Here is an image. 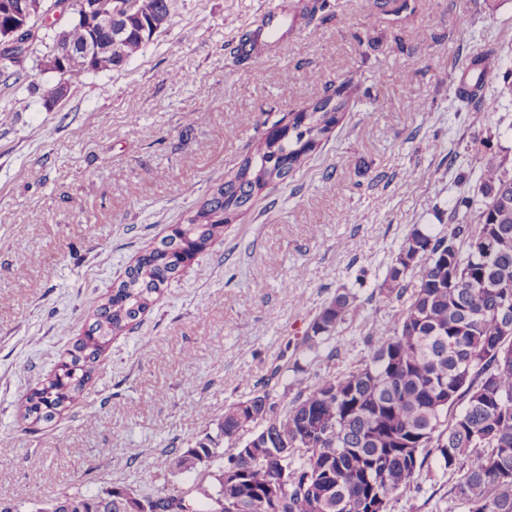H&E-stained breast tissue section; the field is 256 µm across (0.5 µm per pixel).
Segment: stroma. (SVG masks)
<instances>
[{"label":"stroma","instance_id":"obj_1","mask_svg":"<svg viewBox=\"0 0 512 512\" xmlns=\"http://www.w3.org/2000/svg\"><path fill=\"white\" fill-rule=\"evenodd\" d=\"M266 0H173L166 28L121 67L85 76L55 107L39 86L38 39L25 81L0 83V500L19 512L113 485L190 491L170 465L207 417L290 361L340 286L358 297L336 333L344 370L369 327L405 301L372 292L416 224L448 230L484 154L512 161V0H326L316 26L236 62L231 39ZM317 37H309V30ZM493 51L497 69L474 61ZM355 91L329 140L286 182L254 196L160 301L116 337L81 402L48 423L20 404L56 370L126 269L223 182L254 142L333 86ZM479 84L478 98L457 97ZM495 100L481 111V100ZM313 357L286 369L303 388ZM458 473L431 463L387 512H468Z\"/></svg>","mask_w":512,"mask_h":512}]
</instances>
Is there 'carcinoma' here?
<instances>
[{
	"mask_svg": "<svg viewBox=\"0 0 512 512\" xmlns=\"http://www.w3.org/2000/svg\"><path fill=\"white\" fill-rule=\"evenodd\" d=\"M169 0H141L147 24L169 20ZM140 26L120 47L90 60L67 61L71 85L90 72L110 71L139 54L148 40ZM89 26L68 23L52 36L40 66L54 73V45L84 46ZM29 54L19 45L0 51L18 69ZM344 86L274 125L238 169L192 211L178 233L142 254L112 287L87 332L66 360L25 399L23 418L50 422L84 397L87 383L112 340L152 309L178 263L168 254L205 249L224 234L255 192L292 176L342 118ZM507 159L484 156L477 199L462 198L448 232L415 224L399 243L385 276L375 287L383 301L407 298L397 322L370 327L367 351L335 372L338 327L355 308L356 295L336 289L312 317L295 346L317 352L319 368L295 396L277 391L282 367L267 383L224 410L209 434L171 452L172 468L202 475L196 499L158 488L147 493L117 485L104 495H63L38 512H267L263 498L279 485L273 512H369L377 500L390 502L411 488L435 457L460 473L457 497L469 512H512V178ZM215 471L209 466L218 460ZM233 471L238 482H224Z\"/></svg>",
	"mask_w": 512,
	"mask_h": 512,
	"instance_id": "carcinoma-1",
	"label": "carcinoma"
}]
</instances>
